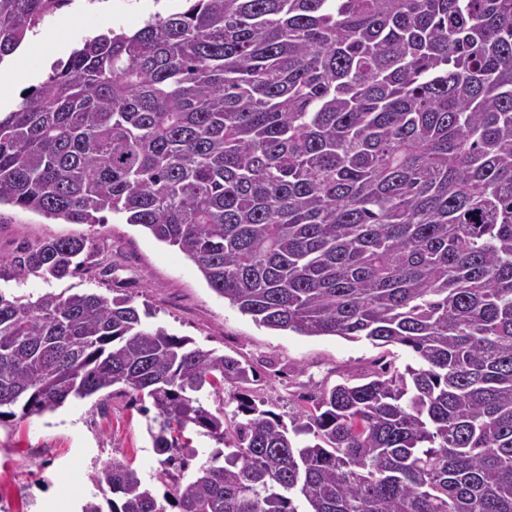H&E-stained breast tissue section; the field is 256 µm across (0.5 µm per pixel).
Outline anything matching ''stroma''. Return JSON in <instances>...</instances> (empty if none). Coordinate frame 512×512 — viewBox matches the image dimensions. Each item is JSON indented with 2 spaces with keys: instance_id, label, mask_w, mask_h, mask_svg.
<instances>
[{
  "instance_id": "35a3bbf8",
  "label": "stroma",
  "mask_w": 512,
  "mask_h": 512,
  "mask_svg": "<svg viewBox=\"0 0 512 512\" xmlns=\"http://www.w3.org/2000/svg\"><path fill=\"white\" fill-rule=\"evenodd\" d=\"M96 2L71 0L37 25L39 41H24L6 59L0 68L1 114L14 110L24 93L48 77L49 60L67 59L83 38L110 29L135 31L157 5L170 10L178 0H110L105 9ZM57 237L93 240L100 266L60 280L1 281L0 291L34 298L46 292L124 290L136 304L155 309L154 324L253 365L256 396L274 400L283 419L293 416L306 394L359 381L385 364L402 369L415 361L398 345L263 327L217 295L176 247L125 223L122 216L108 213L98 224H70L10 205L0 207L1 256ZM152 423V414L142 413L125 394L114 395L103 407L92 397L72 399L41 417L0 423V512H81L91 498L108 512L111 494L97 491L91 476L115 458L131 463L153 494L163 496L166 488L156 479L161 457L151 436ZM33 481L43 491L30 509L16 490Z\"/></svg>"
}]
</instances>
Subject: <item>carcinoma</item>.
Wrapping results in <instances>:
<instances>
[{"mask_svg":"<svg viewBox=\"0 0 512 512\" xmlns=\"http://www.w3.org/2000/svg\"><path fill=\"white\" fill-rule=\"evenodd\" d=\"M68 2L0 0V61ZM1 204L121 214L264 327L417 359L288 425L130 295L0 291V423L116 388L152 400L160 476L187 431L233 448L161 500L104 463L110 512H512V0H184L88 38L0 117ZM97 256L46 239L0 280Z\"/></svg>","mask_w":512,"mask_h":512,"instance_id":"cac0c4a2","label":"carcinoma"}]
</instances>
